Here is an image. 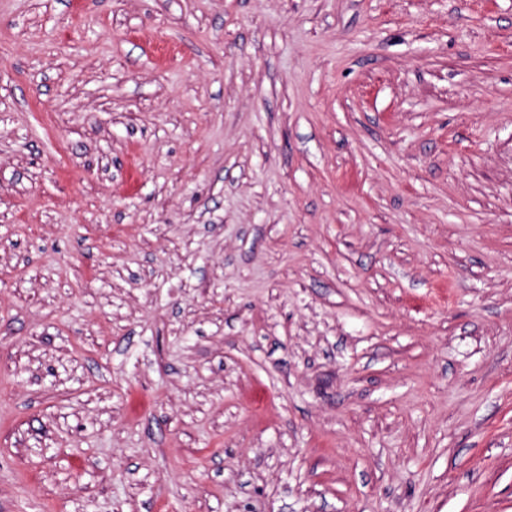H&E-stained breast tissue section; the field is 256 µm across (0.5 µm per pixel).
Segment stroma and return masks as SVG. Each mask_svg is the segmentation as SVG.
Segmentation results:
<instances>
[{
  "label": "stroma",
  "instance_id": "35a3bbf8",
  "mask_svg": "<svg viewBox=\"0 0 512 512\" xmlns=\"http://www.w3.org/2000/svg\"><path fill=\"white\" fill-rule=\"evenodd\" d=\"M0 512H512V0H0Z\"/></svg>",
  "mask_w": 512,
  "mask_h": 512
}]
</instances>
